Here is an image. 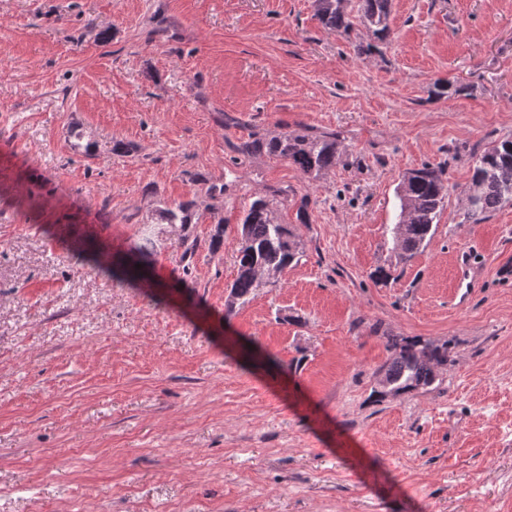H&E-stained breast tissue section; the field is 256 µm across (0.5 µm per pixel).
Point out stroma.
<instances>
[{"label":"stroma","instance_id":"obj_1","mask_svg":"<svg viewBox=\"0 0 512 512\" xmlns=\"http://www.w3.org/2000/svg\"><path fill=\"white\" fill-rule=\"evenodd\" d=\"M390 25L336 34L313 0H0V512H512V206L472 224L463 194L512 134V0H392ZM329 130L316 179L234 150ZM424 165L454 190L401 263L395 189ZM259 194L303 256L229 315ZM187 200L191 224L153 223ZM64 228L113 261L152 241L155 297ZM391 336L456 361L374 401Z\"/></svg>","mask_w":512,"mask_h":512}]
</instances>
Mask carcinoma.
Here are the masks:
<instances>
[{
  "label": "carcinoma",
  "instance_id": "obj_1",
  "mask_svg": "<svg viewBox=\"0 0 512 512\" xmlns=\"http://www.w3.org/2000/svg\"><path fill=\"white\" fill-rule=\"evenodd\" d=\"M315 16L333 32H347L360 23L381 41L390 36L391 0H313ZM341 138L334 131L318 134L282 133L270 139L250 135L237 151L244 157L266 151L291 161L305 175L315 178L336 165L341 157ZM450 188L445 170L424 165L406 172L397 187L399 213L389 232L403 261L422 252L435 234ZM465 217L473 224L488 219L505 205H512V136L503 137L475 156L471 177L464 190ZM191 202L156 209L157 223L185 226L191 223ZM241 246L237 251V275L225 303L226 314L249 298L264 280L279 274L302 257L290 225L279 222L263 198L253 200L243 212ZM151 251L145 245L112 264V277L141 281L136 265L147 266ZM389 362L378 371L372 396L379 400L442 383L453 361L450 343L422 338H387Z\"/></svg>",
  "mask_w": 512,
  "mask_h": 512
}]
</instances>
